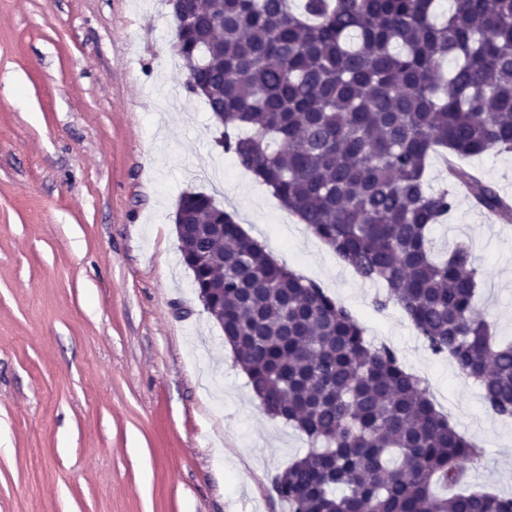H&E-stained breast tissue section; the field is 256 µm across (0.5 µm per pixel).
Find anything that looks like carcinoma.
I'll use <instances>...</instances> for the list:
<instances>
[{
    "instance_id": "1",
    "label": "carcinoma",
    "mask_w": 512,
    "mask_h": 512,
    "mask_svg": "<svg viewBox=\"0 0 512 512\" xmlns=\"http://www.w3.org/2000/svg\"><path fill=\"white\" fill-rule=\"evenodd\" d=\"M184 0L178 56L224 125L218 145L361 279L380 283L484 406L512 418V341L475 313L469 249L430 229L512 204L458 160L512 151V0ZM439 155L448 185L429 184ZM195 288L254 395L311 450L273 480L287 512H512L465 483L483 449L455 429L396 352L318 283L275 262L204 193H184Z\"/></svg>"
}]
</instances>
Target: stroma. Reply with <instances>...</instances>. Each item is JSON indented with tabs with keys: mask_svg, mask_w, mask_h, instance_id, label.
Returning a JSON list of instances; mask_svg holds the SVG:
<instances>
[{
	"mask_svg": "<svg viewBox=\"0 0 512 512\" xmlns=\"http://www.w3.org/2000/svg\"><path fill=\"white\" fill-rule=\"evenodd\" d=\"M175 41L166 0H0V512H286L272 480L310 444L264 412L197 297L186 192L394 349L483 448L467 488L512 495V420L234 166ZM464 164L512 198V152ZM432 237L470 247L476 313L512 340V224L463 199Z\"/></svg>",
	"mask_w": 512,
	"mask_h": 512,
	"instance_id": "obj_1",
	"label": "stroma"
}]
</instances>
